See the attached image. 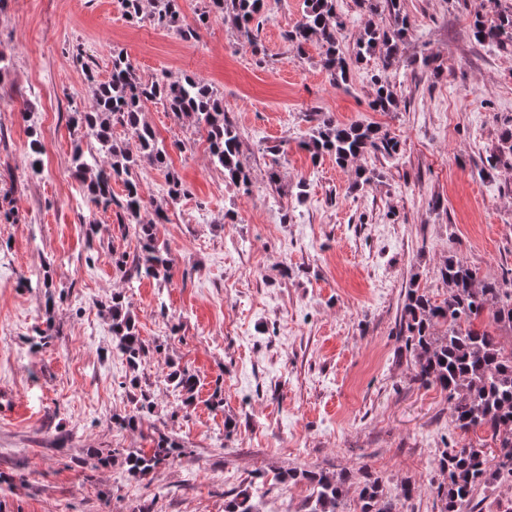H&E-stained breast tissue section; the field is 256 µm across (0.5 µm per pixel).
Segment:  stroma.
<instances>
[{
  "instance_id": "stroma-1",
  "label": "stroma",
  "mask_w": 512,
  "mask_h": 512,
  "mask_svg": "<svg viewBox=\"0 0 512 512\" xmlns=\"http://www.w3.org/2000/svg\"><path fill=\"white\" fill-rule=\"evenodd\" d=\"M403 3L411 27L387 73L399 107L384 113L368 106L375 63L355 67L343 89L330 84L317 44L295 56L285 35L303 0H266L261 63L219 17L186 42L150 18L128 20L117 0H0L9 60L0 73V205L13 213L0 221V512H224L226 495L246 488L255 512H303L311 488L275 475L306 467L366 469L399 512H441L433 460L467 438L446 393L411 382L397 324L410 278L446 296V258L491 277L512 269V156L487 163L512 117V50L474 40L469 24L484 0ZM116 51L143 79L209 84L235 119L252 175L247 189L225 181L204 133L146 104L142 119L186 190L170 202L163 171L146 160L137 170L152 204L143 220L155 221L158 208L165 215L155 234L173 259L166 283L121 278L112 254L135 255L138 239L72 174L69 117L93 93L85 72L108 80ZM424 54L433 70L414 69ZM310 112L378 124L400 154L365 158L382 176L352 192L353 168L312 162L299 148ZM34 132L43 173L31 178ZM279 144L283 153H273ZM300 182L307 196L298 206ZM116 292L146 342L162 346L139 367L156 409L134 431L112 422L132 408L103 311ZM171 359L199 378L194 409L175 420L179 397L164 380ZM218 384L224 408L215 412L207 400ZM228 416L238 422L230 437ZM157 426L184 455L129 477L124 454L149 449ZM91 448L112 462L97 464ZM407 484L417 489L408 500Z\"/></svg>"
}]
</instances>
